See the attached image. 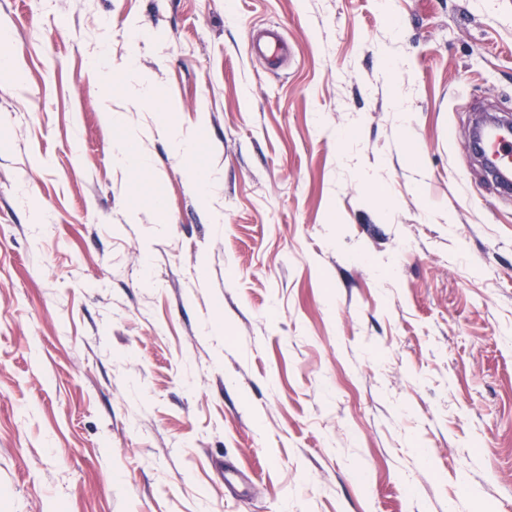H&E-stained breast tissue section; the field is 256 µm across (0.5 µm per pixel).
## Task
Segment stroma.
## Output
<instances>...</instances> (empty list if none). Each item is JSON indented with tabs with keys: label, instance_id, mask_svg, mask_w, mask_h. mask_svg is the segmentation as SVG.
I'll return each instance as SVG.
<instances>
[{
	"label": "stroma",
	"instance_id": "35a3bbf8",
	"mask_svg": "<svg viewBox=\"0 0 512 512\" xmlns=\"http://www.w3.org/2000/svg\"><path fill=\"white\" fill-rule=\"evenodd\" d=\"M1 31L0 512H512V197L470 148L512 117V0H0ZM251 48L255 55L268 65L280 67L286 56V43L277 34L267 33L251 39ZM136 68L131 63L128 69V78L130 80V92L133 101L137 103H146L154 100L153 86L146 80L136 77Z\"/></svg>",
	"mask_w": 512,
	"mask_h": 512
}]
</instances>
